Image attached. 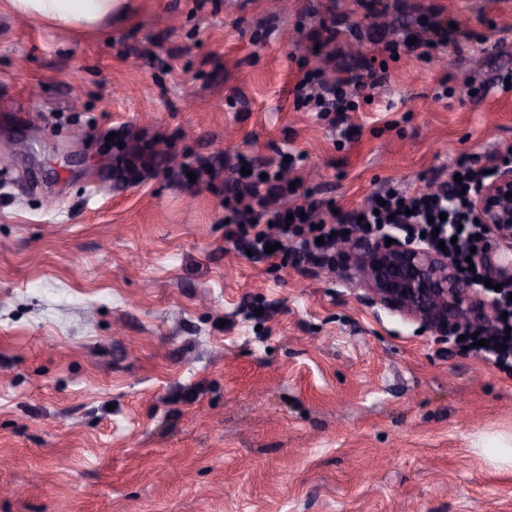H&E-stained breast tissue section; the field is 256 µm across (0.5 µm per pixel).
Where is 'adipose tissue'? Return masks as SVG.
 <instances>
[{
  "instance_id": "1",
  "label": "adipose tissue",
  "mask_w": 512,
  "mask_h": 512,
  "mask_svg": "<svg viewBox=\"0 0 512 512\" xmlns=\"http://www.w3.org/2000/svg\"><path fill=\"white\" fill-rule=\"evenodd\" d=\"M124 0H8L15 16L63 25L93 26L111 18Z\"/></svg>"
}]
</instances>
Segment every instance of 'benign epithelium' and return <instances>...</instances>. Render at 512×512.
Listing matches in <instances>:
<instances>
[{"label":"benign epithelium","mask_w":512,"mask_h":512,"mask_svg":"<svg viewBox=\"0 0 512 512\" xmlns=\"http://www.w3.org/2000/svg\"><path fill=\"white\" fill-rule=\"evenodd\" d=\"M512 168H501L494 179L478 188L472 200L475 219L492 241L479 260L490 274L512 281ZM393 244L385 245L386 239ZM338 252L347 257L371 292V300L387 309L420 319L443 331L464 319L488 322L493 314L476 296L477 289L457 277L446 254L402 242L389 232L373 236L354 252L350 239L340 241Z\"/></svg>","instance_id":"benign-epithelium-1"}]
</instances>
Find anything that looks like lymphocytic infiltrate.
Listing matches in <instances>:
<instances>
[{
	"label": "lymphocytic infiltrate",
	"mask_w": 512,
	"mask_h": 512,
	"mask_svg": "<svg viewBox=\"0 0 512 512\" xmlns=\"http://www.w3.org/2000/svg\"><path fill=\"white\" fill-rule=\"evenodd\" d=\"M417 26L415 37L383 41L382 52L391 57L414 47L429 52L446 44L453 33L450 22L439 19L431 5L420 7ZM380 81L373 70L329 79L316 67L306 70L297 82L295 101L324 118L339 111L355 112L361 91L376 88ZM502 163H512V150L483 165L460 160L454 178L443 181L435 190L409 192L393 186L375 194L360 213L346 214L325 211L322 202L309 192L303 202L282 206V199L292 194L284 173L296 164L295 155L286 152L277 165L253 169L234 189L224 207L226 236L247 240L252 252L261 257L267 245L277 243L282 251L299 260L311 256L318 246L334 247L346 231L379 232L389 227L431 247H444L460 277L481 287L485 279L479 271L470 270L467 259L472 248L483 241L485 230L471 216L470 199L474 189L489 182L490 172ZM495 310L498 319L493 328L477 331L467 325L460 332L468 338L476 335L484 339L480 352L485 360L498 367H512V338L506 335L512 329V288L505 286L497 291Z\"/></svg>",
	"instance_id": "1"
}]
</instances>
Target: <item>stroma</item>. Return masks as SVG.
<instances>
[{
  "label": "stroma",
  "mask_w": 512,
  "mask_h": 512,
  "mask_svg": "<svg viewBox=\"0 0 512 512\" xmlns=\"http://www.w3.org/2000/svg\"><path fill=\"white\" fill-rule=\"evenodd\" d=\"M405 3L127 0L91 29L0 10V512H512V370L367 302L336 253L226 237L243 160L299 154L300 192L348 212L512 148V0ZM423 4L469 37L388 62L343 122L296 108L302 67L375 58L368 35ZM335 14L329 62L310 34Z\"/></svg>",
  "instance_id": "1"
}]
</instances>
